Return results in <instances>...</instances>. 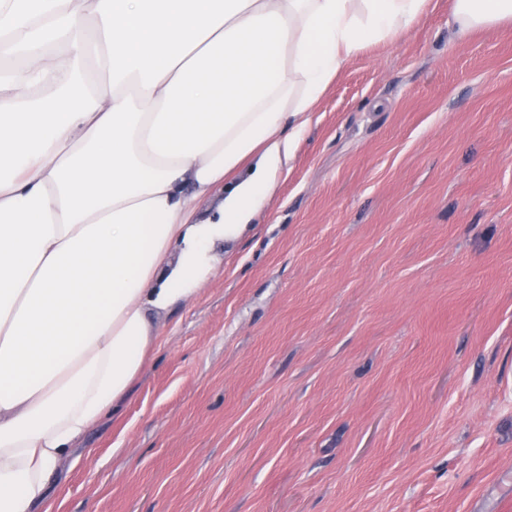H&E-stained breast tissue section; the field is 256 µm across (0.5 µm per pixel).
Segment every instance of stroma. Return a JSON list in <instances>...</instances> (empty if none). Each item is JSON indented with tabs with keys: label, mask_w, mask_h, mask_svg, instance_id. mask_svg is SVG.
<instances>
[{
	"label": "stroma",
	"mask_w": 512,
	"mask_h": 512,
	"mask_svg": "<svg viewBox=\"0 0 512 512\" xmlns=\"http://www.w3.org/2000/svg\"><path fill=\"white\" fill-rule=\"evenodd\" d=\"M351 60L51 512H512V28Z\"/></svg>",
	"instance_id": "stroma-1"
}]
</instances>
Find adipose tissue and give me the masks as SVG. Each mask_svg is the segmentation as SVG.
<instances>
[{
	"mask_svg": "<svg viewBox=\"0 0 512 512\" xmlns=\"http://www.w3.org/2000/svg\"><path fill=\"white\" fill-rule=\"evenodd\" d=\"M432 8L0 0V512H48L162 317L198 297L287 174L329 85ZM448 25H512V0H452Z\"/></svg>",
	"mask_w": 512,
	"mask_h": 512,
	"instance_id": "obj_1",
	"label": "adipose tissue"
}]
</instances>
